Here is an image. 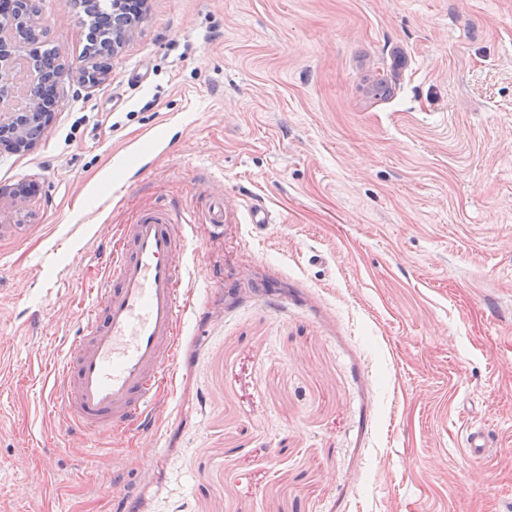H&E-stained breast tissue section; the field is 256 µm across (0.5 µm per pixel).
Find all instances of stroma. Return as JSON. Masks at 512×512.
I'll list each match as a JSON object with an SVG mask.
<instances>
[{"instance_id":"1","label":"stroma","mask_w":512,"mask_h":512,"mask_svg":"<svg viewBox=\"0 0 512 512\" xmlns=\"http://www.w3.org/2000/svg\"><path fill=\"white\" fill-rule=\"evenodd\" d=\"M33 3L82 68V13ZM25 181L24 210L0 197V512H512V0H147L107 78L0 150ZM216 195L157 430L64 432L49 392L117 226ZM202 216L211 233H221L224 230V198L209 199ZM464 432L463 447L467 456L476 463L484 462L489 457L494 444L493 430L467 423Z\"/></svg>"}]
</instances>
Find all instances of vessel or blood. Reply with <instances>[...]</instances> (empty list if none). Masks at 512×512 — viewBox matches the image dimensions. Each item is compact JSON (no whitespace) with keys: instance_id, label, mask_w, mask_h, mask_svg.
<instances>
[{"instance_id":"b4317fda","label":"vessel or blood","mask_w":512,"mask_h":512,"mask_svg":"<svg viewBox=\"0 0 512 512\" xmlns=\"http://www.w3.org/2000/svg\"><path fill=\"white\" fill-rule=\"evenodd\" d=\"M202 216L210 232L221 233L223 198L209 199ZM187 240L185 224L166 205L140 209L132 223L119 225L108 269L51 395L71 430L113 440L152 430L191 308L181 271ZM493 444L491 429L465 426L472 461L484 462Z\"/></svg>"}]
</instances>
